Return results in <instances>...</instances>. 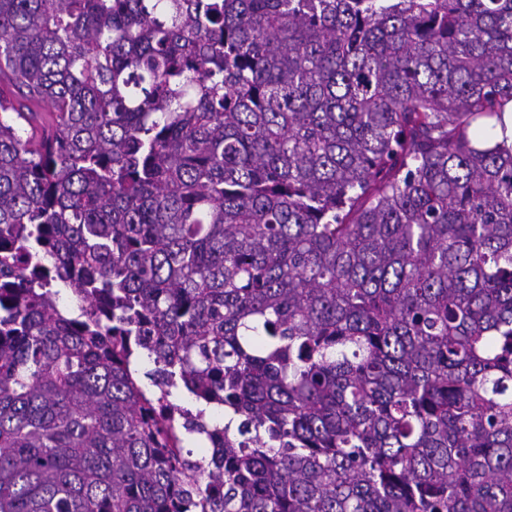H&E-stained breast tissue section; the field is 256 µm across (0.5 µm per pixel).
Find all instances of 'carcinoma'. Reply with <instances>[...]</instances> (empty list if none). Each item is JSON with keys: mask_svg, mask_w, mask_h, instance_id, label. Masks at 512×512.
Returning <instances> with one entry per match:
<instances>
[{"mask_svg": "<svg viewBox=\"0 0 512 512\" xmlns=\"http://www.w3.org/2000/svg\"><path fill=\"white\" fill-rule=\"evenodd\" d=\"M0 75V512H512V0H0Z\"/></svg>", "mask_w": 512, "mask_h": 512, "instance_id": "cac0c4a2", "label": "carcinoma"}]
</instances>
